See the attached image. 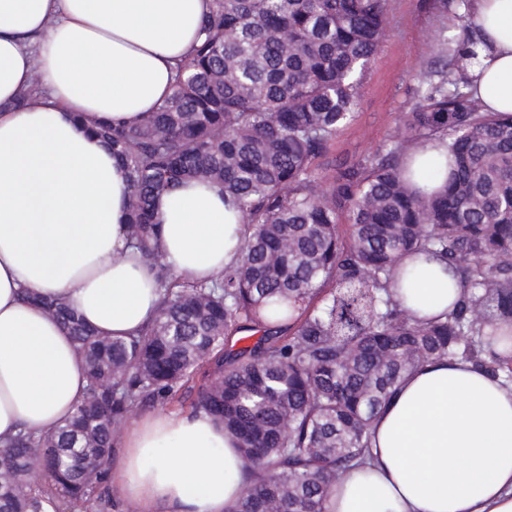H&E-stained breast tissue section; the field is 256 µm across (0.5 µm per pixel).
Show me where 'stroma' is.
<instances>
[{"label":"stroma","mask_w":512,"mask_h":512,"mask_svg":"<svg viewBox=\"0 0 512 512\" xmlns=\"http://www.w3.org/2000/svg\"><path fill=\"white\" fill-rule=\"evenodd\" d=\"M458 24L444 0H388V22L361 84L355 117L315 161L319 173L335 175L386 142L404 138L403 117L416 104L414 90L433 60L432 47Z\"/></svg>","instance_id":"obj_1"}]
</instances>
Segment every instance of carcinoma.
Segmentation results:
<instances>
[{"label":"carcinoma","instance_id":"carcinoma-1","mask_svg":"<svg viewBox=\"0 0 512 512\" xmlns=\"http://www.w3.org/2000/svg\"><path fill=\"white\" fill-rule=\"evenodd\" d=\"M455 9L443 64L405 117L408 140L324 188L314 161L354 118L386 0H211L172 94L145 121L100 131L128 173L130 244L157 270L160 314L112 339L44 301L84 354L86 398L54 432L0 448V512L105 497L136 512L109 479L120 433L109 420L184 396L239 440L235 512H325L332 485L366 463L370 425L405 374L463 358L512 379V360L480 358L485 338L512 325V116L481 111L467 92L469 0ZM410 142L444 147L423 176L451 172L430 192L403 168ZM187 179L219 185L251 229L239 260L209 281L172 275L159 254L155 200ZM409 253L459 276L445 317L415 321L394 298ZM247 331L260 334L253 346L224 353ZM209 363L216 378L197 382Z\"/></svg>","mask_w":512,"mask_h":512}]
</instances>
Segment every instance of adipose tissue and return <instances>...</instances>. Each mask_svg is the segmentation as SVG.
I'll use <instances>...</instances> for the list:
<instances>
[{"instance_id":"1","label":"adipose tissue","mask_w":512,"mask_h":512,"mask_svg":"<svg viewBox=\"0 0 512 512\" xmlns=\"http://www.w3.org/2000/svg\"><path fill=\"white\" fill-rule=\"evenodd\" d=\"M210 0H0V446L62 426L86 395L82 357L40 298L99 335H136L159 314L156 271L128 247L127 172L98 135L145 119L198 42ZM479 41L468 87L512 114V0H471ZM162 262L201 281L249 235L221 187L188 181L155 202ZM394 293L417 320L460 295L446 262L403 257ZM368 464L325 512H512V383L473 363L408 373L371 425ZM235 436L206 413H147L127 428L110 480L137 512H234Z\"/></svg>"}]
</instances>
